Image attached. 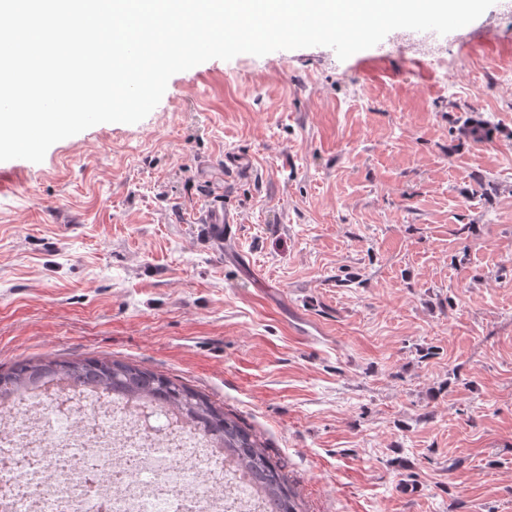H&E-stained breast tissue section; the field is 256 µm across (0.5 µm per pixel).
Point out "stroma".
I'll list each match as a JSON object with an SVG mask.
<instances>
[{
	"mask_svg": "<svg viewBox=\"0 0 512 512\" xmlns=\"http://www.w3.org/2000/svg\"><path fill=\"white\" fill-rule=\"evenodd\" d=\"M442 41L211 59L0 161V366L178 379L300 512H512V0ZM399 37L402 40L412 41V43L418 45L422 55L434 57L443 54V43L432 35H420L410 31H401Z\"/></svg>",
	"mask_w": 512,
	"mask_h": 512,
	"instance_id": "obj_1",
	"label": "stroma"
}]
</instances>
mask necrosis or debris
Segmentation results:
<instances>
[{
  "mask_svg": "<svg viewBox=\"0 0 512 512\" xmlns=\"http://www.w3.org/2000/svg\"><path fill=\"white\" fill-rule=\"evenodd\" d=\"M73 408L56 409L60 396ZM0 512H266L250 479L193 426L59 380L0 398Z\"/></svg>",
  "mask_w": 512,
  "mask_h": 512,
  "instance_id": "necrosis-or-debris-1",
  "label": "necrosis or debris"
}]
</instances>
